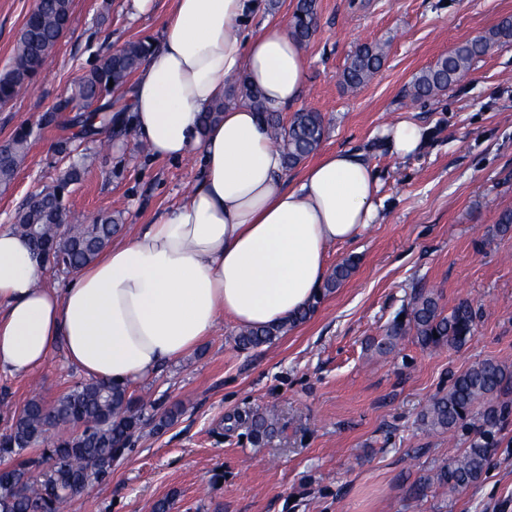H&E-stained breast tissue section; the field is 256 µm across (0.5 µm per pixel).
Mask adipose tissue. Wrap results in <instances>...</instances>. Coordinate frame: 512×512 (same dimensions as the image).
<instances>
[{"instance_id":"adipose-tissue-1","label":"adipose tissue","mask_w":512,"mask_h":512,"mask_svg":"<svg viewBox=\"0 0 512 512\" xmlns=\"http://www.w3.org/2000/svg\"><path fill=\"white\" fill-rule=\"evenodd\" d=\"M172 2L129 110L154 157H198L202 178L63 289L42 286V258L0 230L1 371L28 376L60 347L87 376L130 385L194 350L222 317L242 327L287 320L318 294L329 246L378 218L377 181L362 154L326 152L287 188L282 153L250 106L229 105L201 126L240 76L268 107L297 102L306 58L287 23L245 32L262 0Z\"/></svg>"}]
</instances>
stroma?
I'll use <instances>...</instances> for the list:
<instances>
[{
    "mask_svg": "<svg viewBox=\"0 0 512 512\" xmlns=\"http://www.w3.org/2000/svg\"><path fill=\"white\" fill-rule=\"evenodd\" d=\"M36 0H0V69ZM172 0L132 16L127 0H73L71 22L51 68L35 87L0 107V145L21 126L32 146L10 185L0 186V229L55 184L69 159L58 127L41 118L71 95L100 60L131 41L158 43ZM512 0H318V29L305 45L306 78L293 110L320 113L321 151L361 153L378 180L380 216L356 240L330 246L328 268L357 266L310 317L273 343L241 349L223 318L185 358L130 387L142 407L134 446L108 478L91 482L64 512H153L174 495L172 512H512V416L497 436L482 478L465 490L427 477L467 448L473 431L431 433L419 414L452 375L494 359L512 366V232L495 231L512 208V39L493 44L467 75L428 100L412 101L423 69L486 35ZM381 42V69L356 91L340 75L359 45ZM411 120L425 142L414 156L390 152L383 126ZM93 167L68 186L70 220L121 217L130 237L174 205L200 178L194 158L158 159L130 125L105 146L90 143ZM444 310L466 300L479 309L474 337L426 349L413 335L396 353L369 348L418 289ZM62 351L19 378L0 371V434L33 395L54 400L82 380ZM179 411L157 429L159 415ZM267 412L278 431L251 443L248 415Z\"/></svg>",
    "mask_w": 512,
    "mask_h": 512,
    "instance_id": "stroma-1",
    "label": "stroma"
}]
</instances>
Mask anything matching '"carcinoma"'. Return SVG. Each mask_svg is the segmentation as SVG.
<instances>
[{
    "mask_svg": "<svg viewBox=\"0 0 512 512\" xmlns=\"http://www.w3.org/2000/svg\"><path fill=\"white\" fill-rule=\"evenodd\" d=\"M72 14V0H38L27 17L13 51L11 65L0 71V105H8L29 91L38 77L53 63L55 49L66 31ZM317 0H297L290 28L301 44L316 31ZM512 37V18L502 19L487 36L468 41L413 81L412 96L429 99L459 81L474 60L483 56L496 40ZM152 45L130 42L105 57L85 74L71 96L43 117V125L66 129L79 127L75 138L93 140L112 127V114L97 105L103 96L127 84ZM386 57L383 44L359 46L341 73L342 84L351 90L366 84L380 70ZM233 96L250 105L262 116L275 140L283 143L285 167L294 168L320 146L325 126L320 113H294L283 125L281 113L269 110L262 94L245 77L236 80ZM79 109V113L58 122L59 113ZM31 146V130L17 129L8 144L0 148V185H8L24 164ZM93 158L83 155L58 179L57 184L39 194V200L23 206L15 215L14 230L29 238L32 245L45 249V263L52 269L76 270L91 262L112 241L120 218L107 213L92 224H73L63 205L65 190L80 179ZM356 260L350 256L337 264L323 290L333 292L351 275ZM314 310L310 304L285 322L243 329L237 336L242 349L271 344L304 322ZM404 319H394L384 335L373 343L380 355L395 351L408 333L420 346L437 349L459 347L474 335L478 311L466 300L444 313L432 292L418 290ZM512 392V367L484 359L453 376L448 390L436 393L421 410V424L432 432H450L468 425L475 407L482 403L481 425L469 448L438 467L432 481L459 490L476 483L487 468L495 429L509 415L508 405L499 398ZM141 412L128 388L90 379L80 382L56 400L30 398L13 418L10 433L0 441V512H64L67 501L81 492L90 479H104L113 464L129 450L131 438L140 429ZM62 426L68 435H52ZM253 443L260 446L277 431L274 417L255 413L250 418ZM40 450V458L51 462L45 483L34 486L30 470L36 459L25 458L28 449Z\"/></svg>",
    "mask_w": 512,
    "mask_h": 512,
    "instance_id": "1",
    "label": "carcinoma"
}]
</instances>
